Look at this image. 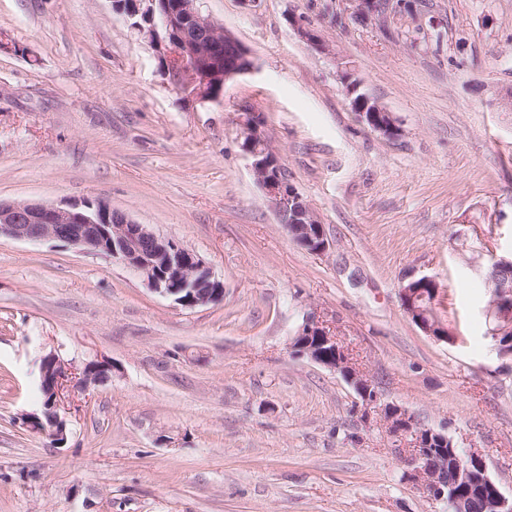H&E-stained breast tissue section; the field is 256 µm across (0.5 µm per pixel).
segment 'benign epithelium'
Returning <instances> with one entry per match:
<instances>
[{
	"instance_id": "benign-epithelium-1",
	"label": "benign epithelium",
	"mask_w": 512,
	"mask_h": 512,
	"mask_svg": "<svg viewBox=\"0 0 512 512\" xmlns=\"http://www.w3.org/2000/svg\"><path fill=\"white\" fill-rule=\"evenodd\" d=\"M353 18L365 23L383 20L377 0H348ZM160 0H113L114 10L131 21V26L155 48L162 69L171 84L184 99L198 104L215 101L219 95L202 98L192 89L199 83L212 82L224 87L233 77L246 73L232 62L223 59L222 47L231 38L221 26L203 14L197 0H168L166 8L157 9ZM354 111L371 129L386 137H395L400 127L392 112L361 93L353 100ZM242 149L251 160L253 174L269 202L294 238H308L318 243L316 251L327 249L323 227L310 206L288 182V176L271 148L254 146L264 141L260 117L246 112L242 117ZM8 237L28 242L57 240L81 253H94L123 263L141 276L147 287L158 294L169 296L177 303L202 306L224 297L223 284L216 280L204 262L180 244L156 234L147 224H140L123 212L101 200L80 202L28 203L0 201V238ZM437 292L434 280L428 277L411 279L400 289V300L407 317L426 335L433 338L442 332L419 317L416 301L426 296V290ZM512 304V287L504 285L494 292L490 310L494 316L504 315L501 307ZM293 349L300 355L338 371L350 383L368 408L378 402V394L371 393L370 381L349 362L343 348L329 330L317 323L306 324L295 336ZM114 369L111 361L100 358L88 362L76 381L86 389L100 383L99 373ZM68 377V367L55 353L46 355L41 365L40 387L49 398L43 416L35 413L27 423L36 431H50L57 438L65 436V422L57 414L59 391ZM383 419L388 434L413 436L415 449L407 457L410 470L407 480L419 484L427 496L444 501L455 512H466L469 496L460 489L476 483H486L490 496L484 498L483 512H512V498L505 497L500 487L487 472L483 457L477 453L468 458L453 460L440 451L433 455L423 439L441 436L425 428L404 410L387 404Z\"/></svg>"
}]
</instances>
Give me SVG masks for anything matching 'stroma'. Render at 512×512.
<instances>
[{"mask_svg": "<svg viewBox=\"0 0 512 512\" xmlns=\"http://www.w3.org/2000/svg\"><path fill=\"white\" fill-rule=\"evenodd\" d=\"M199 0L254 67L191 105L112 0H0V200H106L187 248L224 297L185 307L112 258L0 239V512H446L407 480L403 443L336 371L294 353L333 331L381 404L482 454L512 496V360L485 267L512 256V0ZM324 43L317 50L296 27ZM396 116L362 123L340 76ZM323 226L293 241L241 148L243 112ZM436 281L454 336L399 291ZM115 366L65 382L54 443L40 363ZM352 4V16L365 23H380L384 16L377 0H346ZM426 288H429L432 293L437 294L438 287L434 280L428 277H421L417 279H411L406 284H403L400 289V300L402 307L407 317L419 327L427 336H431L437 340H448V329L444 328L446 333L443 334L439 330H435L437 326H431L429 321H424L423 316L419 317L420 309L416 307L417 299H422L426 296ZM419 301L420 307L430 316H434V301L432 295L429 294ZM437 336H445L444 338H438ZM114 370V365L111 361L100 358L95 359L90 362H88L83 371L81 377H79L76 381V385L79 388L86 389L90 385H97L100 384V376H98L101 372H106L108 370Z\"/></svg>", "mask_w": 512, "mask_h": 512, "instance_id": "35a3bbf8", "label": "stroma"}]
</instances>
